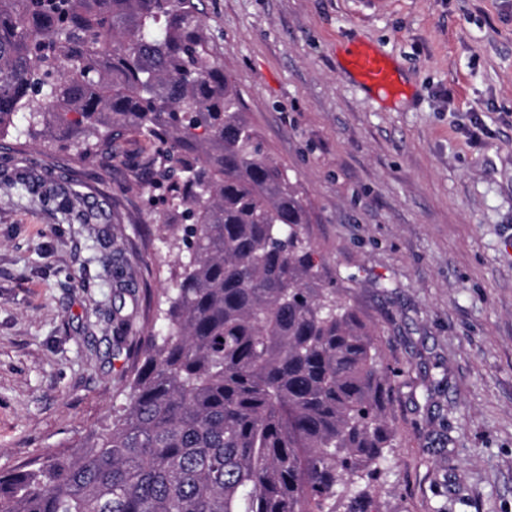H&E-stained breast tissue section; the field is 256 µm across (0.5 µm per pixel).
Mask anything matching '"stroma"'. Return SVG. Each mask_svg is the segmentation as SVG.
I'll use <instances>...</instances> for the list:
<instances>
[{"label": "stroma", "mask_w": 512, "mask_h": 512, "mask_svg": "<svg viewBox=\"0 0 512 512\" xmlns=\"http://www.w3.org/2000/svg\"><path fill=\"white\" fill-rule=\"evenodd\" d=\"M199 8L307 206L324 279L397 373L374 508L512 512V0ZM355 41L393 61L406 94L357 81ZM73 142L19 117L0 147V475L111 421L130 378L117 339L144 324L165 334V293L189 259L160 230L177 207L136 184L146 137L122 143L104 179ZM47 162L50 198L36 185Z\"/></svg>", "instance_id": "35a3bbf8"}]
</instances>
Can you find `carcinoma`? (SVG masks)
Instances as JSON below:
<instances>
[{
  "label": "carcinoma",
  "instance_id": "cac0c4a2",
  "mask_svg": "<svg viewBox=\"0 0 512 512\" xmlns=\"http://www.w3.org/2000/svg\"><path fill=\"white\" fill-rule=\"evenodd\" d=\"M66 125L111 174L186 205L167 332L138 337L126 404L0 476V512H373L394 371L323 280L306 205L244 117L195 0H0V140Z\"/></svg>",
  "mask_w": 512,
  "mask_h": 512
}]
</instances>
